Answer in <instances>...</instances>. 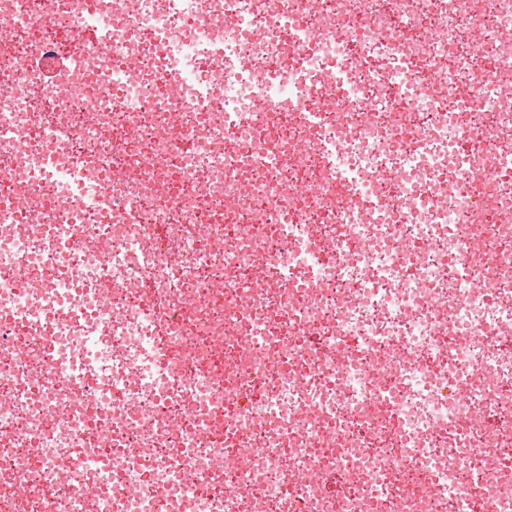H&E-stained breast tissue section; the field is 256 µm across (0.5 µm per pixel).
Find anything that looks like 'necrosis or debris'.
I'll return each mask as SVG.
<instances>
[{
  "label": "necrosis or debris",
  "mask_w": 512,
  "mask_h": 512,
  "mask_svg": "<svg viewBox=\"0 0 512 512\" xmlns=\"http://www.w3.org/2000/svg\"><path fill=\"white\" fill-rule=\"evenodd\" d=\"M3 308L0 512H512V0H0Z\"/></svg>",
  "instance_id": "1"
}]
</instances>
